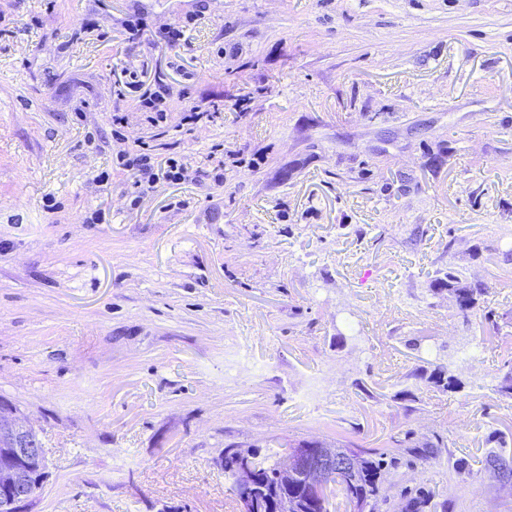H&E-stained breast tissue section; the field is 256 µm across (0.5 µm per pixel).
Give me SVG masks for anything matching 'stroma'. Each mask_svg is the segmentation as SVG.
Masks as SVG:
<instances>
[{
    "label": "stroma",
    "instance_id": "obj_1",
    "mask_svg": "<svg viewBox=\"0 0 512 512\" xmlns=\"http://www.w3.org/2000/svg\"><path fill=\"white\" fill-rule=\"evenodd\" d=\"M192 103L213 118L177 132ZM138 138L195 180L132 201ZM448 267L498 331L432 291ZM510 359L512 0H0V402L46 450L29 512H238L225 446L307 441L387 452L380 512H512L487 464L512 459ZM166 98L160 90H146L139 97L140 107L143 112L154 113L155 116H148L151 123L159 124L167 119V109L165 108Z\"/></svg>",
    "mask_w": 512,
    "mask_h": 512
}]
</instances>
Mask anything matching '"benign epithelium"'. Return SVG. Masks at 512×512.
Here are the masks:
<instances>
[{
    "mask_svg": "<svg viewBox=\"0 0 512 512\" xmlns=\"http://www.w3.org/2000/svg\"><path fill=\"white\" fill-rule=\"evenodd\" d=\"M236 464L231 487L251 488L259 481L255 453L235 451ZM358 465L353 450L314 441L291 448L281 456L277 479L283 489L280 512H296V502L288 489L297 486L311 505L330 512L332 479L350 474ZM47 475V456L39 436L20 424L11 407L0 405V512H15V507L30 500Z\"/></svg>",
    "mask_w": 512,
    "mask_h": 512,
    "instance_id": "benign-epithelium-1",
    "label": "benign epithelium"
}]
</instances>
